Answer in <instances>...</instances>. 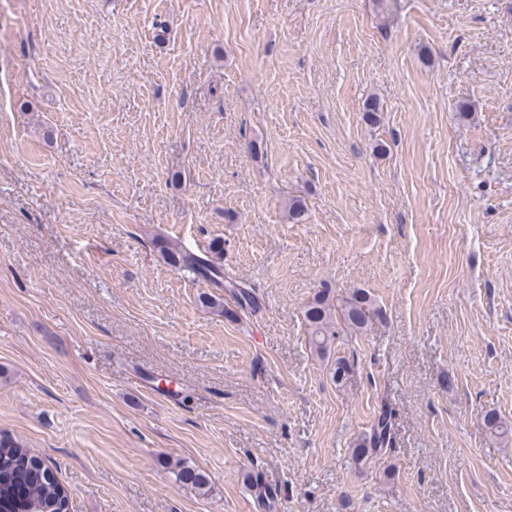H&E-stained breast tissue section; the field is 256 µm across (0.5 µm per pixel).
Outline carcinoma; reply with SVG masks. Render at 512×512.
<instances>
[{"mask_svg": "<svg viewBox=\"0 0 512 512\" xmlns=\"http://www.w3.org/2000/svg\"><path fill=\"white\" fill-rule=\"evenodd\" d=\"M155 248L164 264L182 271L192 279L224 286V240L214 238L206 251L195 252L175 245L165 239L155 242ZM237 308L256 311L255 292L245 287L232 290ZM201 303L234 319L237 313L224 307V299L213 294L202 296ZM305 325L311 348L317 357L324 359L330 354L340 333L361 335L368 326L385 320L382 308L375 306L372 295L362 288L345 294H336L329 288L320 290L304 312ZM349 360L338 357L333 368L336 386L345 385L352 377ZM484 427L498 444L512 443V426L490 411L484 416ZM394 442V410L382 402L370 427L353 442L350 455L359 471L374 462ZM176 479L197 489L209 486L207 475L193 465L176 463ZM246 481L255 491L257 504L264 512H273L278 505L277 494L267 487L260 473H249ZM65 492L54 465L41 456H34L10 437L0 436V512H29L30 507L46 510Z\"/></svg>", "mask_w": 512, "mask_h": 512, "instance_id": "obj_1", "label": "carcinoma"}]
</instances>
